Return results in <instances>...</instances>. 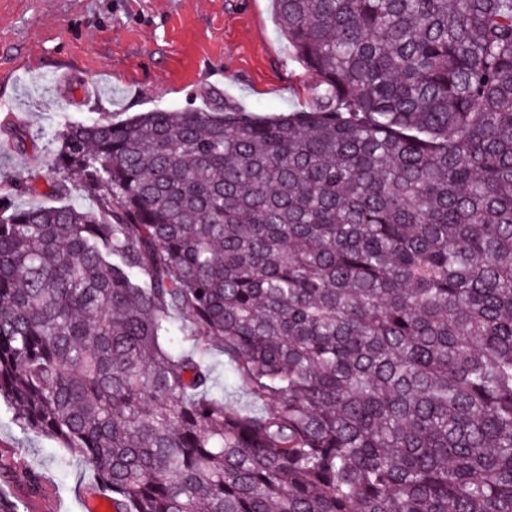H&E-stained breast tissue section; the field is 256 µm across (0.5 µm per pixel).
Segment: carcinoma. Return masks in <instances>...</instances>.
<instances>
[{
    "instance_id": "obj_1",
    "label": "carcinoma",
    "mask_w": 512,
    "mask_h": 512,
    "mask_svg": "<svg viewBox=\"0 0 512 512\" xmlns=\"http://www.w3.org/2000/svg\"><path fill=\"white\" fill-rule=\"evenodd\" d=\"M273 9L309 109L66 122L96 208L0 195V403L110 512H512V0ZM213 361L218 364L220 382L221 384L224 383L225 387V399L240 409L258 411L260 409L259 404L255 403L248 395L237 388L229 372L224 374L223 357L215 355Z\"/></svg>"
}]
</instances>
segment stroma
<instances>
[{
    "label": "stroma",
    "instance_id": "obj_1",
    "mask_svg": "<svg viewBox=\"0 0 512 512\" xmlns=\"http://www.w3.org/2000/svg\"><path fill=\"white\" fill-rule=\"evenodd\" d=\"M227 103L263 116L311 103L271 0H0V125L28 133L0 144V183L38 188L19 205L48 203L51 139L64 122ZM0 448L18 449L69 512H85L82 460L61 462L52 438L24 439L2 406Z\"/></svg>",
    "mask_w": 512,
    "mask_h": 512
}]
</instances>
